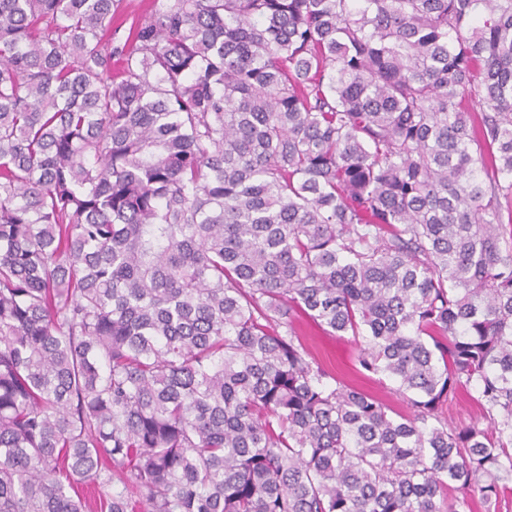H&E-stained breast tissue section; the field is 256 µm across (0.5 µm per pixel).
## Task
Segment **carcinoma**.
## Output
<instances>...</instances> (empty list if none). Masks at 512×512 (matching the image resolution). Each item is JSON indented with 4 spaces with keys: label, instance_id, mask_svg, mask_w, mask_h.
Returning a JSON list of instances; mask_svg holds the SVG:
<instances>
[{
    "label": "carcinoma",
    "instance_id": "carcinoma-1",
    "mask_svg": "<svg viewBox=\"0 0 512 512\" xmlns=\"http://www.w3.org/2000/svg\"><path fill=\"white\" fill-rule=\"evenodd\" d=\"M153 2L0 0V512H500L512 0ZM301 338L316 359L326 366L336 378L383 398L397 411L409 412L402 399L393 393V389L396 387L393 381L376 375L364 376L357 371L358 345L351 336H345L344 339H333L314 334L304 328ZM471 394L461 393L452 401H448L442 408V416L450 425L469 424L480 416L479 407Z\"/></svg>",
    "mask_w": 512,
    "mask_h": 512
}]
</instances>
